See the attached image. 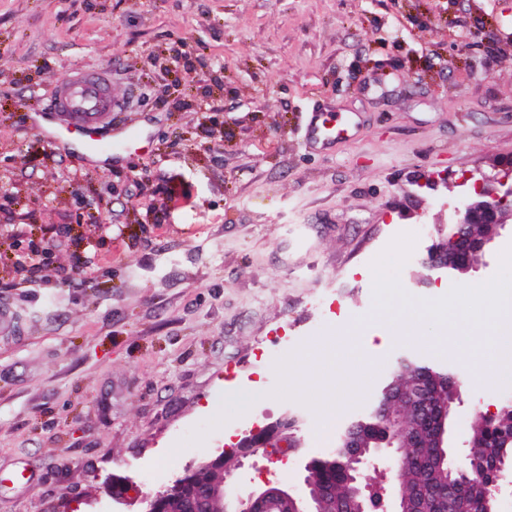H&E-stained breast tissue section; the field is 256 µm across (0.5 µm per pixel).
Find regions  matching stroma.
Segmentation results:
<instances>
[{"label": "stroma", "mask_w": 512, "mask_h": 512, "mask_svg": "<svg viewBox=\"0 0 512 512\" xmlns=\"http://www.w3.org/2000/svg\"><path fill=\"white\" fill-rule=\"evenodd\" d=\"M92 68L126 103L116 129L146 135L94 170L31 126ZM331 105L358 127L312 150L306 116ZM510 167L512 0H0V306L17 318L0 335V512H139L288 416L279 459L247 457L228 484L301 490L404 358L461 378L462 446L512 381L474 384L450 347L378 344L375 277L394 262L401 297L480 307L483 283L512 278L511 220L470 273L424 261L473 183ZM350 321L374 367L328 430L281 367L357 377L354 357L306 355ZM109 474L130 479V504Z\"/></svg>", "instance_id": "stroma-1"}]
</instances>
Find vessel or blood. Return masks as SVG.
Returning a JSON list of instances; mask_svg holds the SVG:
<instances>
[{"mask_svg":"<svg viewBox=\"0 0 512 512\" xmlns=\"http://www.w3.org/2000/svg\"><path fill=\"white\" fill-rule=\"evenodd\" d=\"M109 71L91 69L59 83L52 94L55 112L53 133L82 158L117 157L144 137L142 129L131 126L121 134L112 132V115L124 103L111 92ZM353 132L349 117L333 112L312 113L306 128L310 146L324 147L346 139Z\"/></svg>","mask_w":512,"mask_h":512,"instance_id":"1","label":"vessel or blood"}]
</instances>
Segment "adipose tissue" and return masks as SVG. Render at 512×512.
I'll return each mask as SVG.
<instances>
[{
    "instance_id": "obj_1",
    "label": "adipose tissue",
    "mask_w": 512,
    "mask_h": 512,
    "mask_svg": "<svg viewBox=\"0 0 512 512\" xmlns=\"http://www.w3.org/2000/svg\"><path fill=\"white\" fill-rule=\"evenodd\" d=\"M378 285L385 290L387 340L411 337L413 322L421 318L434 319L454 332L463 325L473 328L478 326L483 331L481 339L466 338L461 347L462 352H474L479 341L488 342L492 345L495 355L490 367L479 371V378L492 381L507 378V361L512 358V279L494 284L491 290L493 304L486 310H465L452 303L444 308H421L397 296L390 276H379Z\"/></svg>"
}]
</instances>
